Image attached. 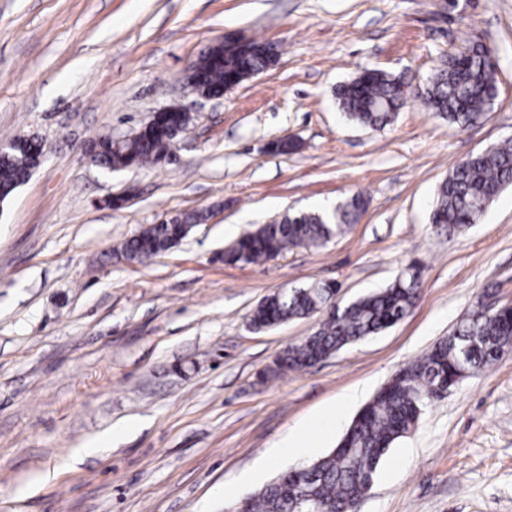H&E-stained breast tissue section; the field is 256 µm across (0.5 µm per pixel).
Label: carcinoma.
Returning <instances> with one entry per match:
<instances>
[{"label": "carcinoma", "mask_w": 512, "mask_h": 512, "mask_svg": "<svg viewBox=\"0 0 512 512\" xmlns=\"http://www.w3.org/2000/svg\"><path fill=\"white\" fill-rule=\"evenodd\" d=\"M466 52L441 58L417 98L441 119L460 128L473 126L493 105L496 67L485 60L481 44L468 42ZM267 44L249 40L240 50L231 39L212 47L190 67L188 79L209 96L241 82L270 64ZM349 119L372 129L389 125L407 104L398 79L367 69L336 91ZM184 112H166L155 126L117 144L104 135L93 140L88 154L103 168L156 165L171 161L174 139L189 127ZM14 148L0 153V203L24 184L37 167L43 145L34 136L12 139ZM512 185V143L492 146L459 161L439 185L430 223L453 234L474 224L506 187ZM366 211V199L354 194L329 209L288 212L237 239L226 251L229 264L276 258L291 246H316L342 234ZM207 210L149 224L125 240L121 254L144 262L164 253L205 223ZM419 267L411 263L385 288L351 299L336 314L325 313L336 296L333 282H315L288 295L272 293L254 310L250 326L267 329L288 320L321 314L308 340L283 349L265 377L278 378L329 357L396 324L418 298ZM455 347L436 343L420 358L400 368L358 413L340 443L314 462L311 472L279 475L257 493L240 499L245 512H338L371 489L378 467L391 445L415 426L438 390L465 380L461 370L479 373L500 359L512 336V311L486 314L476 308L455 327Z\"/></svg>", "instance_id": "cac0c4a2"}]
</instances>
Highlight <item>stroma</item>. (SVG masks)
<instances>
[{
  "label": "stroma",
  "mask_w": 512,
  "mask_h": 512,
  "mask_svg": "<svg viewBox=\"0 0 512 512\" xmlns=\"http://www.w3.org/2000/svg\"><path fill=\"white\" fill-rule=\"evenodd\" d=\"M228 34L275 60L200 99L182 79ZM474 34L498 62L484 123L463 130L414 100L372 130L339 110L336 86L363 70L422 84ZM170 104L192 117L177 162L109 171L84 156ZM17 136L44 148L0 203V512H224L336 448L485 293L512 303V186L461 232L429 221L459 160L512 139V0H0V143ZM285 137L298 149L271 153ZM356 193L367 210L345 234L225 263L261 224ZM208 207L169 251L119 255L140 227ZM414 260L419 297L401 321L264 378L318 323L252 330L264 297L332 281L346 302ZM319 417L313 447L289 456ZM360 512H512V355L425 409Z\"/></svg>",
  "instance_id": "1"
}]
</instances>
